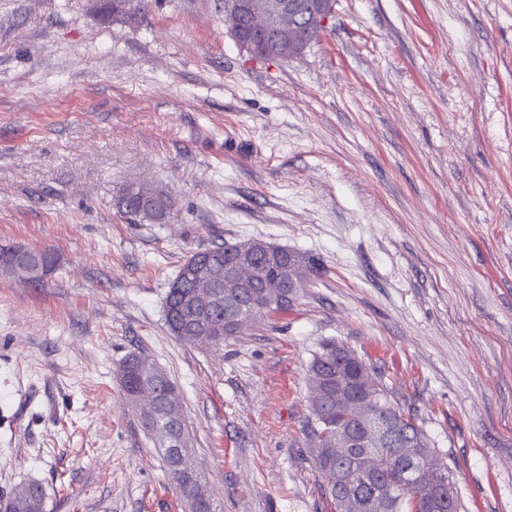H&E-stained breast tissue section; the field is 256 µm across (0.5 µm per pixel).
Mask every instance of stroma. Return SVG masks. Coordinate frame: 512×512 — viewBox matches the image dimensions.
I'll use <instances>...</instances> for the list:
<instances>
[{
  "label": "stroma",
  "instance_id": "1",
  "mask_svg": "<svg viewBox=\"0 0 512 512\" xmlns=\"http://www.w3.org/2000/svg\"><path fill=\"white\" fill-rule=\"evenodd\" d=\"M0 0V496L46 512H187L121 402L132 352L177 384L217 512H334L306 435L320 343L415 409L465 512H512V0H336L287 61L224 0ZM174 199L123 216L121 189ZM263 240L313 257L290 310L205 348L164 299L187 256ZM119 208L125 216L161 224L169 218L173 210V200L162 190L143 185H129L121 192ZM15 246L16 244L0 245V261L3 260L4 258H9L11 260L25 258L26 260L33 262L35 264L41 263L45 265L49 261H51V256L55 254L50 249L46 248H33L32 251H29L30 247L26 245L21 250V252L26 250H28V252L20 253L18 250L15 249ZM10 498L6 512H45L46 495L43 487L37 482H29L15 489Z\"/></svg>",
  "mask_w": 512,
  "mask_h": 512
}]
</instances>
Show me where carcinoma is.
Segmentation results:
<instances>
[{
  "label": "carcinoma",
  "instance_id": "carcinoma-1",
  "mask_svg": "<svg viewBox=\"0 0 512 512\" xmlns=\"http://www.w3.org/2000/svg\"><path fill=\"white\" fill-rule=\"evenodd\" d=\"M103 18L118 22L135 21L130 0H112L101 12ZM119 208L129 217L154 224L165 222L173 210L172 197L143 185H129L120 195ZM54 252L35 248L21 253L15 245H0V261L24 258L43 265ZM233 270V280L214 281L204 275H189L190 267L208 256ZM299 263L305 272L318 271L314 259L286 247L268 244V250L251 253L240 244L224 243L187 256L176 279L180 288L168 289L164 300V320L169 331L205 347L224 342L239 332L247 321L261 320L272 312L291 306L294 289L288 287V271ZM157 365L129 354L117 369L122 404L137 414L143 429L154 439L168 437L162 448L168 477L184 501L187 512H216L201 473L191 459L176 457L177 442L188 448L189 430L181 396L168 376L154 373ZM313 381L324 388L310 399L311 419L307 422L315 466L324 484L323 493L335 512H373L371 501L384 498L383 512H464L454 472L442 463L430 474L420 468L427 461L430 439L415 414L392 398L382 380H373L367 365L348 346L328 341L310 362ZM369 399L376 420L387 424L390 435L378 438L368 448L336 450L339 433L362 426L359 399ZM148 402L144 412L139 402ZM352 470L359 475L358 489L336 483V471ZM46 495L37 482H29L9 495L7 512H45Z\"/></svg>",
  "mask_w": 512,
  "mask_h": 512
}]
</instances>
